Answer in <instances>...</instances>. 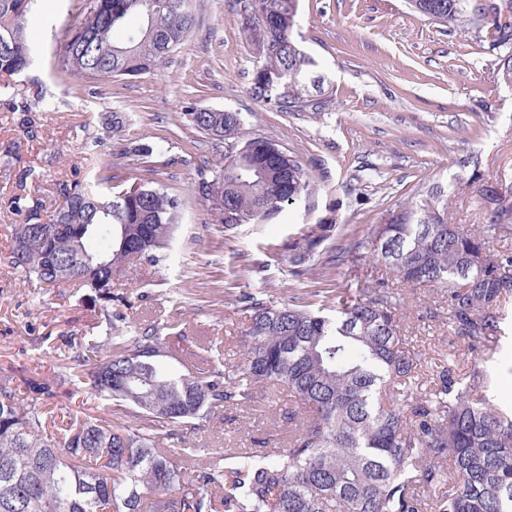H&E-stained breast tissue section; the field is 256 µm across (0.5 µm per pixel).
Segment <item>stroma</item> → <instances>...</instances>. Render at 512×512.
Here are the masks:
<instances>
[{
	"label": "stroma",
	"mask_w": 512,
	"mask_h": 512,
	"mask_svg": "<svg viewBox=\"0 0 512 512\" xmlns=\"http://www.w3.org/2000/svg\"><path fill=\"white\" fill-rule=\"evenodd\" d=\"M89 12L90 0H36L34 61L9 78L20 89L45 93L48 107L34 115L36 135H27L11 99L0 95V154L18 159L17 168H0V251L9 245L10 225L20 221L10 207L18 167L40 170L26 191L48 213L61 204L54 189L61 180L104 179L116 192L137 178L162 183L187 201L180 235L164 264H126L117 290L130 303V320L167 324L184 336L185 348L206 344L222 364L240 357L247 323L240 293L278 304L309 301L315 292L355 289L380 277L381 267L366 261L332 270L318 264L307 279L293 281L288 244L308 227L332 225L331 246L364 238L418 184L448 180L467 158L476 161L480 178L512 187V89L497 77L495 53L429 23L405 0H300L293 38L327 79L329 104L319 112H280L252 96L254 60L238 0H208L196 29L149 74L98 86L61 77L59 49ZM190 105L241 112L247 129L299 156L315 195L229 233L212 223L195 184L225 151L186 122ZM112 111L124 116L122 131L91 143L101 114ZM156 136L169 137L166 154L122 155L123 140ZM397 292L403 331L422 373L451 353L460 372L469 371L466 346L424 314L437 293L402 284ZM103 319L102 302L71 285L46 290L20 271L0 269V377L20 367L53 374L66 347L44 349L43 336H97ZM288 410L287 401L262 399L217 408L187 437L200 448L202 464L228 448L261 455L282 447Z\"/></svg>",
	"instance_id": "35a3bbf8"
}]
</instances>
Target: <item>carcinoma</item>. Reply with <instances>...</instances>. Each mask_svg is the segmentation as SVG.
<instances>
[{"mask_svg": "<svg viewBox=\"0 0 512 512\" xmlns=\"http://www.w3.org/2000/svg\"><path fill=\"white\" fill-rule=\"evenodd\" d=\"M34 0H0V75L33 62ZM242 30L255 58L252 94L280 112L328 106L326 78L292 39L299 0H242ZM428 21L485 43L498 58V77L512 88V0H407ZM205 0H91L87 20L70 32L59 71L91 82L137 78L167 59L197 26ZM21 97L27 115L44 108L42 94ZM189 125L234 152L201 174L195 192L212 220L232 231L262 223L315 190L299 157L245 128L241 113L191 108ZM118 132L119 112L100 116ZM165 141L122 146L151 156ZM454 181L420 186L368 237L327 260L328 267L364 258L413 288L436 287L442 301L427 317L448 325L476 358L462 375L457 360L420 379L421 362L405 347L398 300L389 278L355 293L336 289V305L273 304L253 293L239 360L228 370L204 349L176 353L162 324L129 326L120 312L104 314V338L66 341V366L53 375L23 376L27 404L12 377L0 381V512H512V409L490 402L485 359L505 336L512 302V192L486 181L476 203L487 223L453 224ZM61 206L23 193L11 201L23 220L12 225L0 267L22 269L40 285L75 282L104 302L129 260H166L186 211L184 197L156 182L107 194L79 181H59ZM329 225L288 244L294 278L327 238ZM102 353L91 362L89 354ZM181 369L160 368L162 358ZM89 384L99 401L83 418L50 407L64 386ZM288 393L296 422L284 448L252 455L230 448L190 467L197 449L184 429L203 427L218 407L245 406L257 394L274 403ZM129 414L136 424H112Z\"/></svg>", "mask_w": 512, "mask_h": 512, "instance_id": "1", "label": "carcinoma"}]
</instances>
